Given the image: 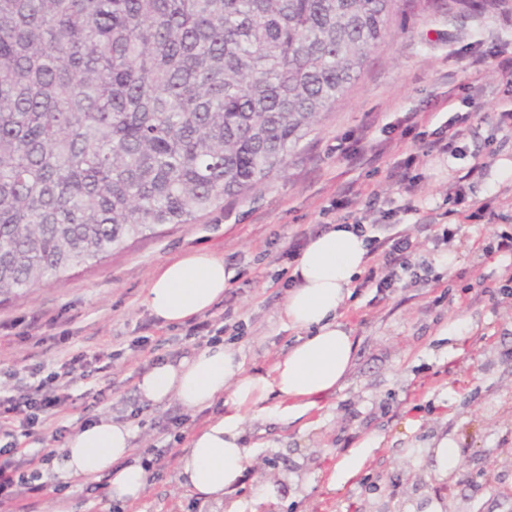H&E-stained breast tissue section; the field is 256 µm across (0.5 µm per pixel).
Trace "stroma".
<instances>
[{"label":"stroma","mask_w":512,"mask_h":512,"mask_svg":"<svg viewBox=\"0 0 512 512\" xmlns=\"http://www.w3.org/2000/svg\"><path fill=\"white\" fill-rule=\"evenodd\" d=\"M496 49L512 53V0L463 16L423 5L395 16L361 75L291 150L284 173L224 198L196 223L128 241L64 284L0 302V389L13 386L16 371L48 375L63 349L112 356L108 371L74 379L59 415L25 438L27 450L60 449L57 427L71 433L108 414L130 425L135 455L163 456L133 506L113 500L107 479L74 483L52 471L23 512H225L180 485L177 462L194 431L229 413L230 396L188 410L137 395L156 362L199 347L188 327L151 315L150 277L194 248L222 257L230 283L206 319L239 324L233 343L246 372L265 374L297 338L280 317L294 266L288 246L327 224H363L380 238L396 228L413 241L417 264L391 287L352 288L342 320L356 351L335 393L297 419L245 416L252 457L226 501L240 512H371L382 502L415 512L418 476L431 505L454 493L464 495L465 512H512V495L499 491L512 486V255L492 248L496 231L512 233V179L497 170L512 160V128L497 120L512 109V76ZM469 82L473 99L449 96V86ZM464 112L472 119L455 155L424 154L402 134L406 114L429 137ZM396 168L401 178L392 177ZM344 195L352 204L341 209ZM485 202L495 223L476 214ZM447 228L455 232L448 240ZM62 334L67 343H58ZM445 438L459 450L457 485L434 456Z\"/></svg>","instance_id":"obj_1"}]
</instances>
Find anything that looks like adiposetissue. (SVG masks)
<instances>
[{"instance_id":"adipose-tissue-1","label":"adipose tissue","mask_w":512,"mask_h":512,"mask_svg":"<svg viewBox=\"0 0 512 512\" xmlns=\"http://www.w3.org/2000/svg\"><path fill=\"white\" fill-rule=\"evenodd\" d=\"M367 236L349 224H334L312 237L292 270L296 285L282 306L289 328L300 337L267 374H249L239 351L216 342L176 361H161L137 384L140 400L177 401L189 410L210 407L230 394L232 412L194 431L179 458L184 487L208 500L223 501L240 482L249 459L241 443L242 410L293 418L316 407L339 388L354 358L355 343L338 319L356 274L369 255ZM230 275L224 260L199 248L159 266L145 305L166 325L184 324L210 312L224 297ZM276 406H268L270 396ZM58 472L82 482L105 477L113 499L135 502L146 489V473L133 455L128 424L104 415L69 435Z\"/></svg>"}]
</instances>
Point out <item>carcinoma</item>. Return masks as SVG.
<instances>
[{"label": "carcinoma", "instance_id": "1", "mask_svg": "<svg viewBox=\"0 0 512 512\" xmlns=\"http://www.w3.org/2000/svg\"><path fill=\"white\" fill-rule=\"evenodd\" d=\"M419 4L0 0V296L281 173Z\"/></svg>", "mask_w": 512, "mask_h": 512}]
</instances>
